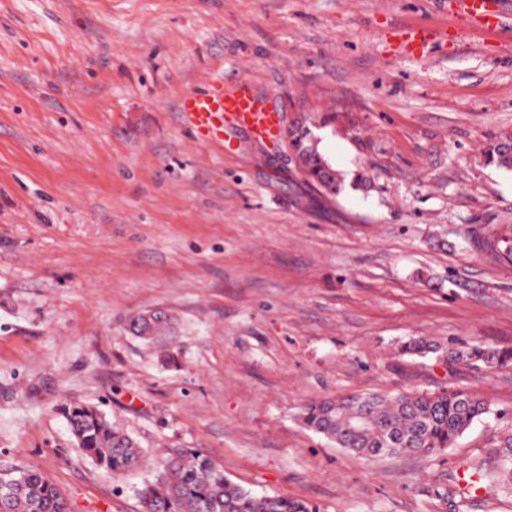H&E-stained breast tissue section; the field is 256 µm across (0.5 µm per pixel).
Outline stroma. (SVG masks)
Returning a JSON list of instances; mask_svg holds the SVG:
<instances>
[{"mask_svg":"<svg viewBox=\"0 0 512 512\" xmlns=\"http://www.w3.org/2000/svg\"><path fill=\"white\" fill-rule=\"evenodd\" d=\"M451 0H0V462L72 512H141L171 448L318 512H512L463 467L512 435V363L400 353L414 338L512 352V262L476 240L512 224V0L489 34ZM447 47L397 52L405 25ZM249 78L305 113L342 176L318 195L286 141L185 125L209 78ZM161 311L178 364L127 330ZM468 389L491 414L453 448L371 462L300 420L351 394ZM97 407L142 446L116 475L70 434ZM484 159L489 165L512 170V138L499 139L490 143L484 151Z\"/></svg>","mask_w":512,"mask_h":512,"instance_id":"1","label":"stroma"}]
</instances>
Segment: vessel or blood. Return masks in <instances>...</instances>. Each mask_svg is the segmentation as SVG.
Masks as SVG:
<instances>
[{
	"instance_id": "b4317fda",
	"label": "vessel or blood",
	"mask_w": 512,
	"mask_h": 512,
	"mask_svg": "<svg viewBox=\"0 0 512 512\" xmlns=\"http://www.w3.org/2000/svg\"><path fill=\"white\" fill-rule=\"evenodd\" d=\"M460 11L489 33L498 31L500 20L489 7V0H459ZM398 36L404 50L423 55L431 42L441 38L436 29L407 27ZM181 115L195 134L206 142H220L229 129H243L253 138L271 139L278 133L279 114L257 96L247 81L217 89L206 87L183 96Z\"/></svg>"
}]
</instances>
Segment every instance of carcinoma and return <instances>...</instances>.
I'll return each instance as SVG.
<instances>
[{
  "label": "carcinoma",
  "mask_w": 512,
  "mask_h": 512,
  "mask_svg": "<svg viewBox=\"0 0 512 512\" xmlns=\"http://www.w3.org/2000/svg\"><path fill=\"white\" fill-rule=\"evenodd\" d=\"M485 162L512 170V138L490 143ZM308 174L323 180L326 190H341V177L325 172L322 156L315 152L307 163ZM487 253L512 261V226L499 227L478 239ZM169 329V319L153 313L129 322L137 338L155 343ZM402 351L425 357L441 354L450 363H483L492 368L512 362V353L481 346L466 348L417 339ZM491 413L478 393L467 390L432 394L399 392L338 396L303 408L301 421L337 447L376 461L401 454L424 455L444 451L470 428ZM65 418L76 442L98 465L115 473L141 469L145 463L139 443L112 423L100 409L82 404L65 407ZM473 472L478 482L498 485L512 494V453L497 456L495 463L479 462ZM143 512H317L303 500L280 495L256 496L224 476V469L194 448H175L163 460L152 479L139 489ZM0 512H70L67 499L36 470L0 469Z\"/></svg>",
  "instance_id": "1"
}]
</instances>
